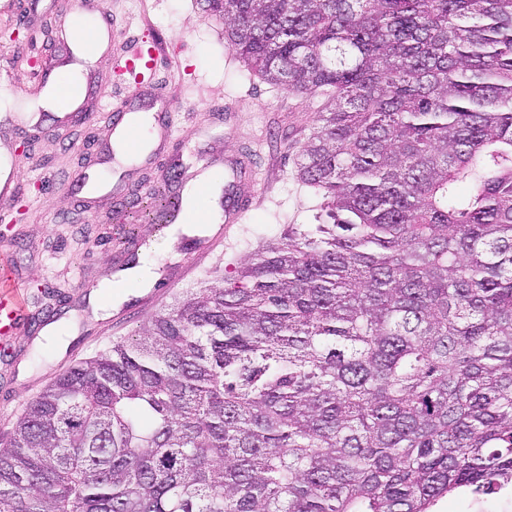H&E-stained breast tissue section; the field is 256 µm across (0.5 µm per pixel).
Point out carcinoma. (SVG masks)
<instances>
[{"label": "carcinoma", "instance_id": "carcinoma-1", "mask_svg": "<svg viewBox=\"0 0 512 512\" xmlns=\"http://www.w3.org/2000/svg\"><path fill=\"white\" fill-rule=\"evenodd\" d=\"M323 94V192L228 283L57 374L0 512H433L512 486V0H204Z\"/></svg>", "mask_w": 512, "mask_h": 512}]
</instances>
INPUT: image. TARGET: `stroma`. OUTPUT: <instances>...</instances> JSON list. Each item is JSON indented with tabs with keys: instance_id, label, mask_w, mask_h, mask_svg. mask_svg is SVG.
<instances>
[{
	"instance_id": "stroma-1",
	"label": "stroma",
	"mask_w": 512,
	"mask_h": 512,
	"mask_svg": "<svg viewBox=\"0 0 512 512\" xmlns=\"http://www.w3.org/2000/svg\"><path fill=\"white\" fill-rule=\"evenodd\" d=\"M116 14L121 31L109 51L89 70L96 94L87 100L85 122L37 135L16 125L11 108L0 107V148L22 173L21 191L0 221V258L8 260L23 288L28 310L44 324L64 325L50 344L44 335L15 332L0 337V442L6 441L27 400L39 394L60 371L108 347L163 311L175 296L198 287L207 271L223 265L225 277L259 245L280 238L284 225L313 223L322 196L297 176V158L313 130L321 95L295 96L262 82L228 53L224 23L206 12L201 0H100ZM153 37L160 48L156 85L173 102V126L182 162L223 173L225 160L251 152L250 175L259 202L234 225L222 247L196 260L181 279H173L196 243L195 237L171 239L168 230L142 219L140 207L122 208L104 200L87 204L72 185L73 173L89 164L110 129L112 106L124 98L123 78L111 62L134 39ZM59 30L45 31L42 19L30 20L0 9V51L10 58L13 92L38 111L43 88L31 87V65L48 52L62 51ZM112 187L130 185L147 197L163 185L168 171L140 161L92 166ZM147 243L159 268L163 296L143 305L144 294L131 290L109 315L95 314L91 299L110 303L100 287L113 274L115 255L139 258L134 240Z\"/></svg>"
}]
</instances>
